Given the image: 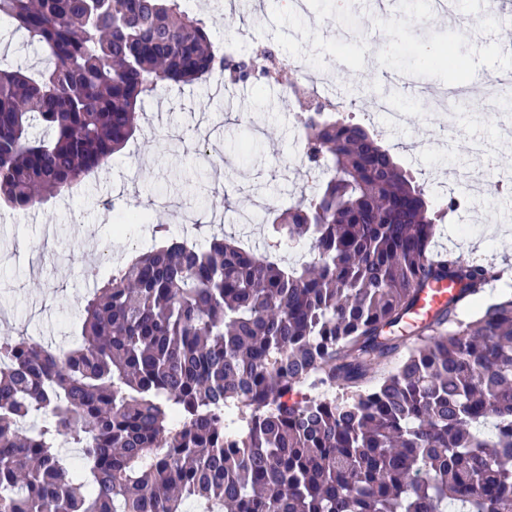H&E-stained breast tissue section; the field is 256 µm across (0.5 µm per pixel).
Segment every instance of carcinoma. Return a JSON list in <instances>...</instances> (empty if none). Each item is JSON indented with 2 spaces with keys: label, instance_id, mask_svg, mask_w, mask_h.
Instances as JSON below:
<instances>
[{
  "label": "carcinoma",
  "instance_id": "cac0c4a2",
  "mask_svg": "<svg viewBox=\"0 0 512 512\" xmlns=\"http://www.w3.org/2000/svg\"><path fill=\"white\" fill-rule=\"evenodd\" d=\"M50 64L0 68V205L30 211L138 130V102L236 60L184 0H0ZM313 191L263 253L154 226L79 341L0 340V512H512V295L428 261L439 214L369 128L300 116ZM312 255L285 266L281 241ZM456 294L403 332L420 289ZM80 449L74 461L62 446Z\"/></svg>",
  "mask_w": 512,
  "mask_h": 512
}]
</instances>
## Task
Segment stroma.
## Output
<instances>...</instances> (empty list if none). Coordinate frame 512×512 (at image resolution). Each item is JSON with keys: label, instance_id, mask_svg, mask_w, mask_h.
Here are the masks:
<instances>
[{"label": "stroma", "instance_id": "35a3bbf8", "mask_svg": "<svg viewBox=\"0 0 512 512\" xmlns=\"http://www.w3.org/2000/svg\"><path fill=\"white\" fill-rule=\"evenodd\" d=\"M233 2L224 0L217 22L208 0H197L195 12L209 21L214 43L231 42L242 59L270 49L331 71L345 113L370 121L398 162L426 184L434 204L447 195L460 199L433 251L512 265V194L494 200L467 179L472 170L494 182L512 176V139L502 138L495 114L474 117L469 102L484 94L512 100V89L495 82L512 72V13L490 8L488 0H457L461 13L480 19L465 29L433 13L430 0H353L343 16L334 0H304L303 10L293 13L282 11L279 0H257L249 15L235 12ZM359 19L382 39V59L372 58L361 41L342 42L336 23ZM438 32L466 60L464 72L432 64L431 37ZM44 65L23 32L0 23L1 68L34 72ZM299 81L287 68L240 85L212 76L160 88L143 100L135 136L70 195L49 199L32 217L16 218L0 207V338L23 332L71 346L87 287L109 275L116 261L142 251L141 239L151 236L153 225L180 233L178 215L159 207L158 199L173 198L194 211L202 243L220 231L240 236L232 213L248 210L253 198L277 210L311 189L298 159L300 128L283 101ZM459 82L468 86L467 96L446 108L431 102V94ZM381 94L393 107L411 109L412 124L387 126L375 113ZM450 123L457 131L448 149L440 130ZM475 138L485 141L486 155L472 153ZM138 210L148 212L151 223L116 234L121 218Z\"/></svg>", "mask_w": 512, "mask_h": 512}]
</instances>
